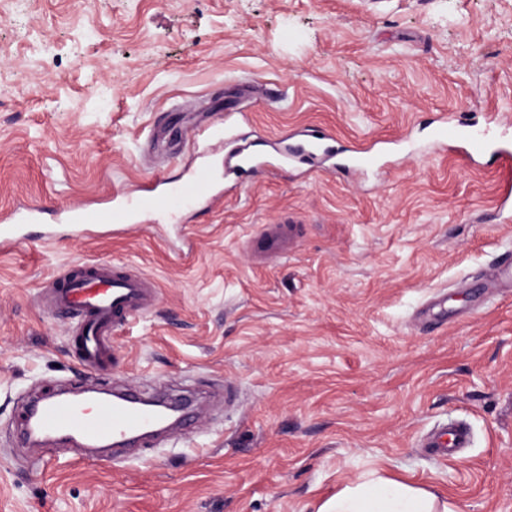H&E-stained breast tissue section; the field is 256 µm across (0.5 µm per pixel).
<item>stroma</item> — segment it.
<instances>
[{
    "label": "stroma",
    "instance_id": "stroma-1",
    "mask_svg": "<svg viewBox=\"0 0 512 512\" xmlns=\"http://www.w3.org/2000/svg\"><path fill=\"white\" fill-rule=\"evenodd\" d=\"M463 117L512 141V0H0V209L43 223L0 252V512H312L382 469L462 512H512V171L435 142ZM317 127L388 147L363 174L242 175L180 213L185 239L45 238L60 207L187 178L207 127L264 142ZM296 228L262 261L266 224ZM82 262L134 265L153 309L108 368L69 353L43 286ZM191 378L199 425L128 461L22 445L30 401ZM470 444L437 457L449 423Z\"/></svg>",
    "mask_w": 512,
    "mask_h": 512
}]
</instances>
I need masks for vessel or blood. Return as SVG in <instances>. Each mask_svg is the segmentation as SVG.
<instances>
[{
  "label": "vessel or blood",
  "mask_w": 512,
  "mask_h": 512,
  "mask_svg": "<svg viewBox=\"0 0 512 512\" xmlns=\"http://www.w3.org/2000/svg\"><path fill=\"white\" fill-rule=\"evenodd\" d=\"M438 137L461 139L471 153L486 148L484 134L473 132L469 124L457 121L440 127ZM333 135L319 133L307 136L304 143L281 148L267 156L241 143L224 155L219 169L200 167L191 178L169 187L152 186L138 196L114 194L112 205L103 211L61 210L60 221L71 237H91L103 225H111L113 233L131 229L134 216L161 217L176 221L185 207L211 203L222 197V183L234 182L247 171L266 166L282 167L308 164L315 157L335 163L341 155ZM41 207L29 205L0 213V250H6L23 239L24 225L41 219ZM265 252L286 255L294 237L291 226L267 225L262 234ZM157 295V288L145 276L126 273L102 263L83 265L81 272H66L57 277L49 289L44 306L54 314L63 315L71 324L70 349L74 358L89 371L105 369L112 357L111 332L123 326L133 315L147 312ZM38 421L42 435H65L87 447L121 442L145 444L153 442V424L158 420L154 408L142 405L135 390L120 393L117 400L86 408L67 399H46L38 402ZM468 431L460 424L448 426L447 435L428 437L426 445L434 452L448 456L455 449L467 447Z\"/></svg>",
  "instance_id": "vessel-or-blood-1"
}]
</instances>
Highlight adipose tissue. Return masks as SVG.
Segmentation results:
<instances>
[{"label":"adipose tissue","mask_w":512,"mask_h":512,"mask_svg":"<svg viewBox=\"0 0 512 512\" xmlns=\"http://www.w3.org/2000/svg\"><path fill=\"white\" fill-rule=\"evenodd\" d=\"M313 512H460L457 503L380 471L321 500Z\"/></svg>","instance_id":"adipose-tissue-1"}]
</instances>
